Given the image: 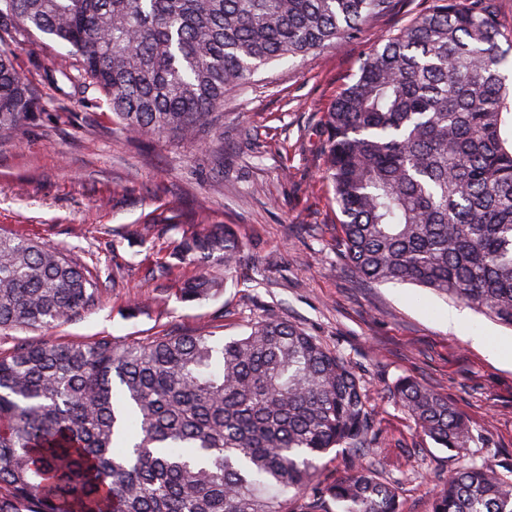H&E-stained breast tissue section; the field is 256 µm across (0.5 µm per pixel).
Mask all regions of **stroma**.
<instances>
[{
    "label": "stroma",
    "instance_id": "stroma-1",
    "mask_svg": "<svg viewBox=\"0 0 512 512\" xmlns=\"http://www.w3.org/2000/svg\"><path fill=\"white\" fill-rule=\"evenodd\" d=\"M431 5L393 0L356 37L261 68L225 97L224 126L209 143L129 138L115 129L101 92L70 97L59 74L65 47L19 45L16 67L38 83L46 110L23 132L0 135V234L62 249L107 287L93 311L71 322L0 333V350L104 334L241 336L278 317L342 356L364 381L376 437L363 463L398 482L404 512H431L432 491L457 459L397 405L389 387L400 377L448 398L472 427L471 457L512 469V361L472 342H507L512 330L411 283H362L332 246L340 214L323 179L321 115L360 58ZM175 206L208 213L242 245L215 298L179 296L194 268L175 252L202 225L158 224L140 245L124 238L128 225ZM137 299L145 307L131 310ZM452 309L465 316L456 331L448 328Z\"/></svg>",
    "mask_w": 512,
    "mask_h": 512
}]
</instances>
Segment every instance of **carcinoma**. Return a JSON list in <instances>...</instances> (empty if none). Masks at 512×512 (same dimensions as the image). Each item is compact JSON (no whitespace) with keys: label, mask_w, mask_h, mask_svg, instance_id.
<instances>
[{"label":"carcinoma","mask_w":512,"mask_h":512,"mask_svg":"<svg viewBox=\"0 0 512 512\" xmlns=\"http://www.w3.org/2000/svg\"><path fill=\"white\" fill-rule=\"evenodd\" d=\"M393 0H0V133L45 105L10 44L71 47L73 91L95 87L140 140L199 141L261 67L360 33ZM507 43L502 48L501 43ZM512 34L496 0H433L382 40L325 112L336 251L360 279L409 282L512 328ZM179 257L185 301L213 298L240 242L199 215ZM102 288L64 251L0 234V330L67 323ZM390 393L435 444L466 455L469 422L411 376ZM375 417L348 362L268 318L236 338L110 335L0 352V512H402L399 486L318 461L369 449ZM432 512H512V478L476 460ZM320 478L325 481H333L347 475L350 471V457L343 448L330 450L319 461Z\"/></svg>","instance_id":"carcinoma-1"}]
</instances>
